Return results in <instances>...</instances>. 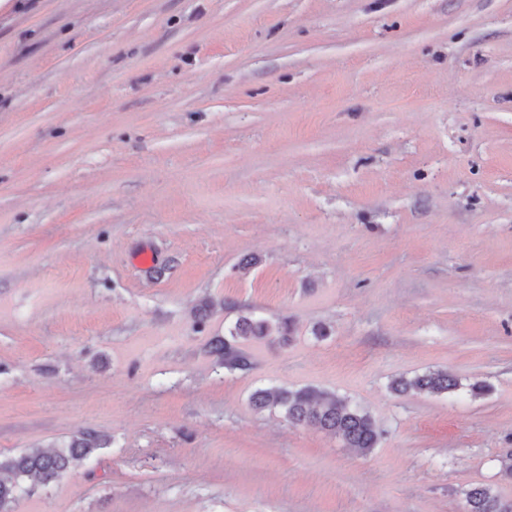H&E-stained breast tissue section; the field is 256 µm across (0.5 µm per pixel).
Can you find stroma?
<instances>
[{
	"label": "stroma",
	"mask_w": 512,
	"mask_h": 512,
	"mask_svg": "<svg viewBox=\"0 0 512 512\" xmlns=\"http://www.w3.org/2000/svg\"><path fill=\"white\" fill-rule=\"evenodd\" d=\"M243 315L293 332L232 370L209 344ZM428 370L460 389L389 388ZM307 386L378 447L249 402ZM83 429L108 447L14 512L512 500V0L0 15V455ZM465 512H512V500H505L489 486L465 491Z\"/></svg>",
	"instance_id": "1"
}]
</instances>
